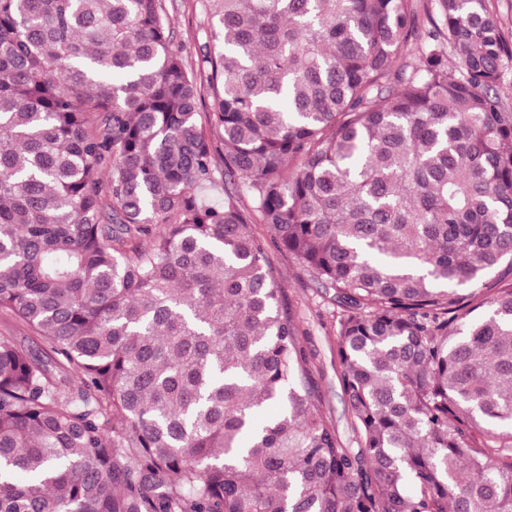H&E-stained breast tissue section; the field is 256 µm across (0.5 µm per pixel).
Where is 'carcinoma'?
<instances>
[{"label": "carcinoma", "instance_id": "cac0c4a2", "mask_svg": "<svg viewBox=\"0 0 512 512\" xmlns=\"http://www.w3.org/2000/svg\"><path fill=\"white\" fill-rule=\"evenodd\" d=\"M217 5L190 66L162 0H0V311L42 344L0 337V512H512V35ZM254 224L333 291L356 449Z\"/></svg>", "mask_w": 512, "mask_h": 512}]
</instances>
